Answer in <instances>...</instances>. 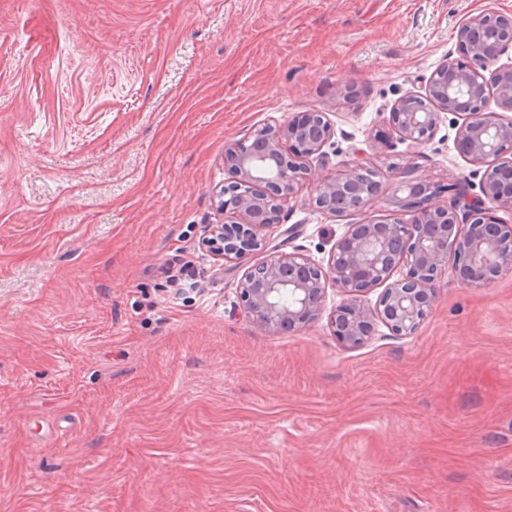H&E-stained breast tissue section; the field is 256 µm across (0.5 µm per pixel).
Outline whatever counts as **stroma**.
Returning a JSON list of instances; mask_svg holds the SVG:
<instances>
[{
    "label": "stroma",
    "instance_id": "obj_1",
    "mask_svg": "<svg viewBox=\"0 0 512 512\" xmlns=\"http://www.w3.org/2000/svg\"><path fill=\"white\" fill-rule=\"evenodd\" d=\"M512 0H0V512H512V272L453 267L415 335L357 348L322 314L266 332L239 298L261 255L202 245L227 143L308 112L324 171L388 169L339 215L303 184L272 236L325 263L396 182L473 169L394 102L456 29ZM189 268L168 278L174 259Z\"/></svg>",
    "mask_w": 512,
    "mask_h": 512
}]
</instances>
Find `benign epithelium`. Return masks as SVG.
<instances>
[{
	"mask_svg": "<svg viewBox=\"0 0 512 512\" xmlns=\"http://www.w3.org/2000/svg\"><path fill=\"white\" fill-rule=\"evenodd\" d=\"M463 51L475 66L448 62L424 83V92L408 91L395 102L390 123L403 141L423 145L434 135L441 115H452L456 146L470 162L485 167L479 194L466 200L439 201L442 191L420 180L402 181L395 192L423 203L411 222L398 217L370 224H350L329 252L327 264L286 253L271 245L267 230L303 182L314 185V205L330 214L362 208L381 192V171L355 165L337 174H320L309 164L323 157L335 137L324 112L264 128L260 141L239 140L224 150V164L234 180L224 185L220 206L224 223V263L235 267L260 252L265 259L248 268L240 281V299L256 324L268 331L301 328L321 312L327 290L343 296L332 326L348 348L362 345L380 322L397 336L413 335L436 300V284L453 258L465 286H481L512 270V225L492 215L512 209V117L486 112L489 98L512 112V64L499 63L512 46V16L484 11L464 20L457 32ZM401 277L394 278L397 270ZM383 287L375 304L364 294Z\"/></svg>",
	"mask_w": 512,
	"mask_h": 512,
	"instance_id": "1",
	"label": "benign epithelium"
}]
</instances>
